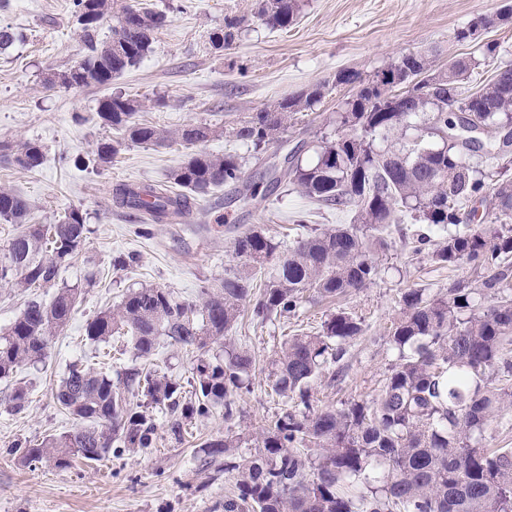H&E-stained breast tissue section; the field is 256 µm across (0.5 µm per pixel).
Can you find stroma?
<instances>
[{"label": "stroma", "mask_w": 512, "mask_h": 512, "mask_svg": "<svg viewBox=\"0 0 512 512\" xmlns=\"http://www.w3.org/2000/svg\"><path fill=\"white\" fill-rule=\"evenodd\" d=\"M149 2L166 11L169 21L146 55L111 83L78 89L44 85L47 76L67 70L84 52L72 0H9L0 8V27L19 36L0 53V144L33 141L44 151L41 166L32 171L0 157V188L28 199L40 224L80 207L89 233L58 284L83 286L88 272L97 274L95 287L86 289L67 326L52 339L47 358L23 371L30 390L23 413L8 410L12 383L0 380V512H224L235 481L223 462L202 464V446L228 431L254 439L287 410L272 393L268 374L288 337L319 331L337 306L362 320L363 335L313 384L317 405L336 408L382 386L395 360L386 336L401 289L444 292L471 279L468 267L442 268L427 254L414 253L415 227L404 225L379 256L380 276L366 288L335 305L311 299L294 315L263 324L239 322L232 341L255 357L256 372L232 419H225L223 407L212 408L208 416L193 419L189 436L178 441L161 418L153 447L127 449L102 462L78 460L66 469L22 465L14 443L74 428L54 398L55 387L69 364L94 363L85 325L116 307L129 289L159 286L193 300L240 270L234 242L248 229L285 243L299 219L318 229L352 223L353 211L317 204L274 182L289 156L313 159L314 145L347 93L334 84L339 70L368 76L410 52L429 55L437 68L455 57L479 55L478 45L454 40L455 30L477 15L512 5V0H304L294 25L273 30L257 19V0ZM232 16L243 20L237 38L224 50L212 49L210 32ZM319 83L330 87L319 112L297 114L262 159L246 163V174L265 192V201H252L241 186L223 185L200 197L190 215L149 225L144 235L138 223L113 207L118 185L165 181L188 151L170 142L129 145L112 167L94 166L97 140L116 135L97 116L105 98L122 93L143 100L140 120L167 129L200 121L221 127V135L205 145L207 152L221 155L242 149L228 135L235 119ZM127 256L133 264L116 266V259Z\"/></svg>", "instance_id": "obj_1"}]
</instances>
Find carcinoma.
<instances>
[{"label": "carcinoma", "mask_w": 512, "mask_h": 512, "mask_svg": "<svg viewBox=\"0 0 512 512\" xmlns=\"http://www.w3.org/2000/svg\"><path fill=\"white\" fill-rule=\"evenodd\" d=\"M85 53L69 70L77 86L108 84L149 51L167 14L136 4L132 24L112 27V41L100 43L97 28L111 13V0H73ZM301 0H258L257 17L286 30L297 19ZM243 19H224L210 34L214 49L232 43ZM496 21L486 14L455 31L460 43L483 40ZM499 45L483 44L482 58H458L441 70L423 55L408 54L381 70L409 84V98L396 104L388 82L355 70L336 74V85L351 94L336 115L333 140L314 145V159L290 156L276 179L305 197L355 211L354 223L296 234L288 248L260 231L238 236L234 252L242 269L220 285L189 300L162 287L130 290L114 309L97 314L85 337L110 355L115 332L126 335L132 365L118 381L89 364L72 363L55 390L75 428L40 443H16L22 463H51L64 469L76 459L100 462L122 449L149 448L155 413L167 418L178 440L192 419L224 406L233 417L254 364L236 350L230 333L241 313L264 323L296 313L309 296L335 298L368 286L380 273L375 249L405 219L426 226L413 241L441 267L468 264L478 279L446 294L424 288L400 293L399 310L388 332L397 360L379 392L366 399L322 409L311 399L312 383L338 362L363 335L361 319L343 308L316 334L291 336L272 362V390L295 401L255 437L257 451L238 452L239 438L226 433L204 444L205 463L224 458L236 479L224 512H512V448H487L484 432L512 411V144L501 141L512 123V64L497 63ZM496 66L494 76L473 86L480 67ZM325 98L315 85L296 96L248 112L231 135L261 159L300 112H313ZM142 103L122 95L104 99L98 115L119 132L102 138L96 161L110 164L128 144L171 141L192 149L163 184H121L113 204L161 224L190 213L197 195L222 185H245L244 158L213 155L200 148L216 134L210 123L167 130L136 118ZM409 145L396 139L409 130ZM4 157L22 169L42 164L43 151L24 142ZM480 202L491 220L473 226L464 210ZM30 204L0 189V221L26 228L0 248V288L31 293L52 288L61 270L79 253L88 233L82 210L71 206L53 224H30ZM274 264L275 274L254 284L256 271ZM83 289L64 286L50 301H26L21 314L0 335V379L45 359L50 342L67 325ZM193 349L190 390L144 365L162 343ZM140 397L133 404L127 395ZM24 381L14 384L10 411L28 405Z\"/></svg>", "instance_id": "cac0c4a2"}]
</instances>
